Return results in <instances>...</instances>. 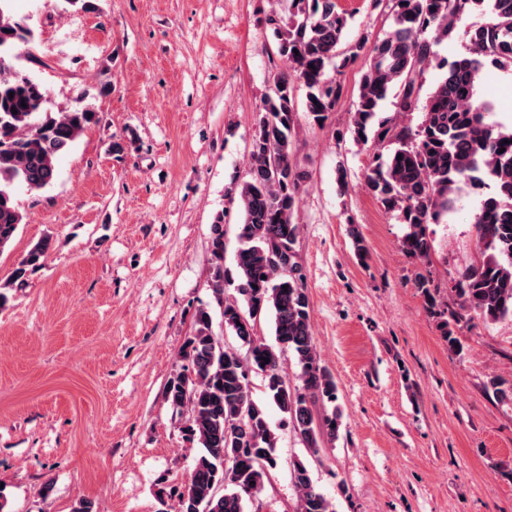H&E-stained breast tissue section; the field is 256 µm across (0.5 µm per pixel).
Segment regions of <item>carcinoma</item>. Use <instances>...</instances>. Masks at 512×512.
Returning <instances> with one entry per match:
<instances>
[{"mask_svg": "<svg viewBox=\"0 0 512 512\" xmlns=\"http://www.w3.org/2000/svg\"><path fill=\"white\" fill-rule=\"evenodd\" d=\"M0 0V251L24 221L14 189L51 185L59 158L98 121L89 104L51 112L43 84L16 69L21 55L36 60L34 33ZM472 0H374L389 7L392 25L383 37L362 38L349 46L351 16L336 0H277L266 18L285 68L274 73L259 108L249 148V178L233 192L238 215L234 270L224 268V214L210 228V287L224 329L239 346H221L209 309L195 315L182 359L186 364L167 382L165 399L183 420V440L201 448L187 481L159 491L175 502L174 512H249L276 465L277 435L268 407L299 435L310 457L324 437L334 438L341 413L338 388L320 362L313 341L306 274L298 260L297 212L308 173L297 161L294 138L298 108L324 125L340 93L343 70L364 55L367 68L359 88L351 134L373 150L366 187L388 212L407 225L401 247L427 260L433 245L429 225L441 223L464 189L493 185L473 215L481 258L462 267L454 291L457 302L439 309L437 289L419 275L416 286L429 309L439 312L442 336L450 347L457 337L451 324L481 318L512 319V129L486 121L489 104L478 100L477 82L487 67L512 74V0H490L489 21L467 32V52L452 61L437 59L436 47L457 27ZM437 62L442 74L420 103L421 75ZM303 96H298V93ZM394 93V112L422 113L413 125L372 119ZM17 113H12V110ZM51 247L44 238L18 262L11 280L21 286L40 269ZM231 286L234 295H224ZM270 316L276 344L256 336V325ZM294 357L300 385L283 375V355ZM262 375L266 400L252 398L248 375ZM333 405L320 415L318 404ZM298 492L296 512H335L313 483L309 463H293Z\"/></svg>", "mask_w": 512, "mask_h": 512, "instance_id": "carcinoma-1", "label": "carcinoma"}]
</instances>
